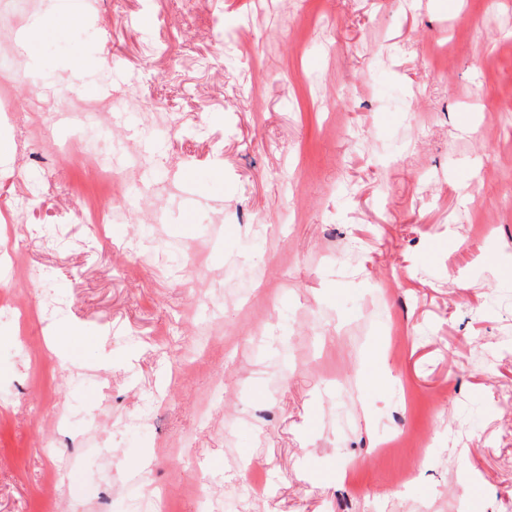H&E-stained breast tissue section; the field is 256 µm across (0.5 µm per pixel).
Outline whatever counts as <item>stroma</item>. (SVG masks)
<instances>
[{
  "mask_svg": "<svg viewBox=\"0 0 512 512\" xmlns=\"http://www.w3.org/2000/svg\"><path fill=\"white\" fill-rule=\"evenodd\" d=\"M31 52L16 110L68 109L82 57L123 115L89 142L135 148L145 192L100 231L85 175L0 128V213L41 171L24 221L62 241L18 240L36 276L0 292L53 294L74 330L41 388L39 324L0 315V512H41L48 472L50 512H127L156 484L169 512H512V0H108ZM78 399L84 441L53 428ZM426 413L431 455L379 456Z\"/></svg>",
  "mask_w": 512,
  "mask_h": 512,
  "instance_id": "stroma-1",
  "label": "stroma"
}]
</instances>
